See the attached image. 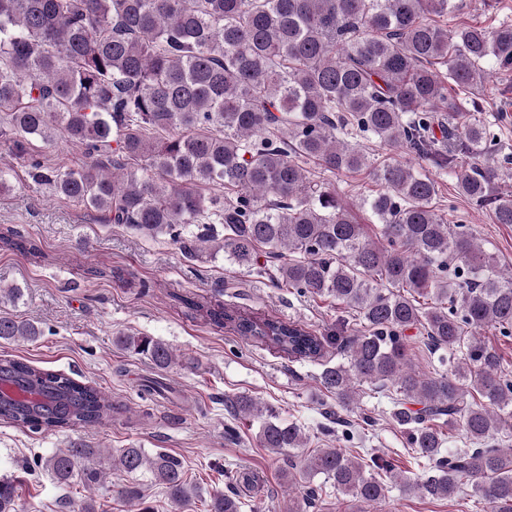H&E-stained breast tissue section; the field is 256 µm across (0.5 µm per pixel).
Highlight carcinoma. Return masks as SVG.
I'll use <instances>...</instances> for the list:
<instances>
[{"label": "carcinoma", "mask_w": 512, "mask_h": 512, "mask_svg": "<svg viewBox=\"0 0 512 512\" xmlns=\"http://www.w3.org/2000/svg\"><path fill=\"white\" fill-rule=\"evenodd\" d=\"M466 0H0V148L24 162L32 184L105 214L146 236L165 234L197 256L224 251L231 265L268 275L277 287L331 297L359 314L343 357L319 384L346 409H362L359 387L381 384L390 416L422 460L406 482L392 462L319 448L291 460L308 437L250 396L236 416L260 421L257 440L288 453L286 512H307L323 486L367 512L392 485L423 498L476 497L482 512H512V379L482 338L512 335V268L482 249L467 224L448 223L438 182L425 166L379 161L367 140L408 151L454 180L457 193L512 225V193L497 190L512 163L500 115L477 97L484 63L512 69V22L494 29L448 25ZM443 70H437V66ZM62 137L88 163L53 169L30 151ZM364 172L377 190L361 207L367 231L336 188L306 167ZM191 224L203 231L184 236ZM220 224L224 235L215 225ZM211 322L271 343L295 359L323 357L333 336L296 321L254 319L221 304L190 302ZM419 328L436 351L432 375L413 368L406 331ZM42 335L38 323L0 313V341ZM115 344L160 372L172 347L120 332ZM35 385L46 414L0 401V419L35 432L91 428L116 404L101 389L16 359L0 374ZM459 437L466 448H445ZM81 441L44 468L64 486H98L107 473ZM112 469L149 471L178 505L191 496L181 462L122 448ZM323 477V484L314 478ZM209 512H241L226 476ZM0 512H27L14 481L0 478Z\"/></svg>", "instance_id": "1"}]
</instances>
